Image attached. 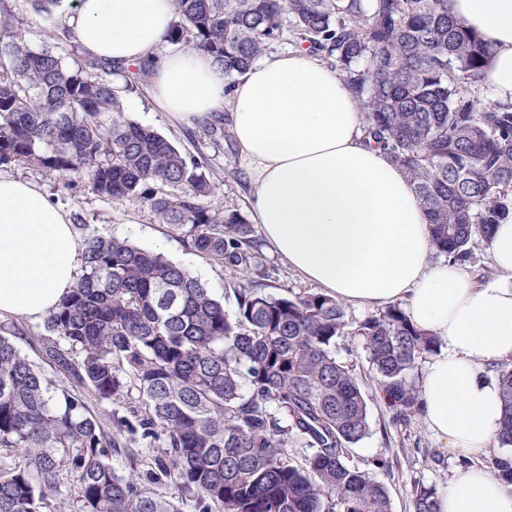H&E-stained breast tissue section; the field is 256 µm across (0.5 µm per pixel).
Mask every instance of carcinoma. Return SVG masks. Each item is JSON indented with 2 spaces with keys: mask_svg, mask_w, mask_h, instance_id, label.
<instances>
[{
  "mask_svg": "<svg viewBox=\"0 0 512 512\" xmlns=\"http://www.w3.org/2000/svg\"><path fill=\"white\" fill-rule=\"evenodd\" d=\"M174 45L205 51L228 85L288 31L336 68L357 97L367 137L407 174L437 252L473 260L474 237L512 213V105L468 93L490 45L448 0H172ZM27 43L0 0V162L83 176L99 194L147 206L203 258L239 274L224 302L188 269L126 238L83 231L76 286L43 331L0 324V512H46L65 487L72 512H391L386 486L345 463L370 431L352 369L336 358L345 305L324 294L275 296L253 225L209 204L207 157L187 156L128 119L152 61L131 71L71 47ZM120 77L115 82L113 77ZM380 399L406 420L420 411L412 373L439 337L392 305L359 325ZM28 343L38 360L25 354ZM63 375L57 385L44 366ZM501 447H512V360L497 365ZM135 387L145 406L112 404ZM309 450L303 461L288 446ZM161 448L156 469L137 449ZM127 452L119 475L112 457ZM512 483V454L494 460ZM414 512H438L437 489L413 490Z\"/></svg>",
  "mask_w": 512,
  "mask_h": 512,
  "instance_id": "cac0c4a2",
  "label": "carcinoma"
}]
</instances>
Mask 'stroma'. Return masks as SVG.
Listing matches in <instances>:
<instances>
[{"label":"stroma","instance_id":"stroma-1","mask_svg":"<svg viewBox=\"0 0 512 512\" xmlns=\"http://www.w3.org/2000/svg\"><path fill=\"white\" fill-rule=\"evenodd\" d=\"M13 8L17 21L27 32L30 48L36 50L59 29L68 26L73 0H62L49 14L36 11L31 0H13ZM123 106L128 118L154 128L186 155L208 156L212 162L210 176L216 187L212 204L250 215L249 183L236 144H215L198 126L171 119L157 108L150 91L126 97ZM0 173L34 183L61 206L72 223L89 225L91 230L103 235L129 239L143 249L165 253L178 265L194 268L198 278L215 295H223L224 284L229 279L227 271L187 248L147 207L124 204L100 195L84 178L76 175L66 187L54 172L18 162L0 164ZM262 254L270 270L268 280L262 283L267 292L288 296L317 292V285L303 280L270 248H263ZM336 357L351 365L369 404L371 432L351 447L346 462L373 473L386 484L392 512H413L415 483L443 487L462 460L427 429L421 416H414L406 423L395 420L393 412L377 395L365 341L357 331H350L338 340ZM379 458L388 461V468H374L373 463Z\"/></svg>","mask_w":512,"mask_h":512}]
</instances>
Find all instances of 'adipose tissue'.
<instances>
[{
    "instance_id": "1",
    "label": "adipose tissue",
    "mask_w": 512,
    "mask_h": 512,
    "mask_svg": "<svg viewBox=\"0 0 512 512\" xmlns=\"http://www.w3.org/2000/svg\"><path fill=\"white\" fill-rule=\"evenodd\" d=\"M488 42L484 86L512 103V0H449ZM171 0H76L82 51L133 65L155 61L152 94L172 119L225 116L249 174V205L269 248L337 299L401 301L446 349L425 366L422 417L467 463L438 494L439 512H512V486L484 462L503 418L486 366L512 358V286L479 282L446 258L431 262L429 221L397 165L365 141L358 101L304 49L254 63L227 87L203 51L158 54ZM82 263L71 221L33 184L0 174V318L37 321L74 288Z\"/></svg>"
}]
</instances>
